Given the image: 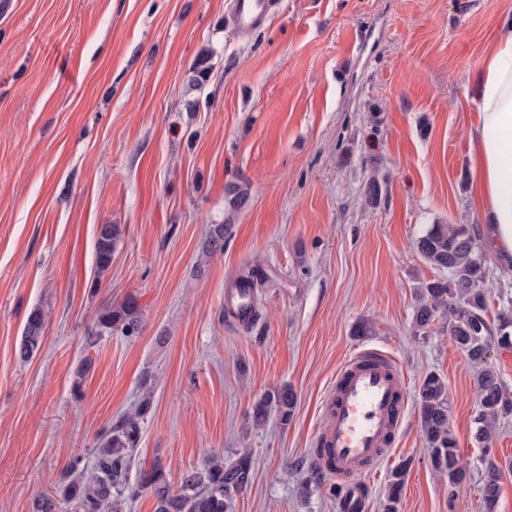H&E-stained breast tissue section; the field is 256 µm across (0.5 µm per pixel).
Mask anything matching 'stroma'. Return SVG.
I'll return each mask as SVG.
<instances>
[{
    "label": "stroma",
    "instance_id": "35a3bbf8",
    "mask_svg": "<svg viewBox=\"0 0 512 512\" xmlns=\"http://www.w3.org/2000/svg\"><path fill=\"white\" fill-rule=\"evenodd\" d=\"M230 9L0 0V512H29L73 457L92 469L99 435L146 392L130 484L159 459L176 491L185 470L246 453L254 477L232 512H339L313 440L338 368L365 349L407 377L403 426L366 479L369 512H384L401 465L396 512H479L487 450L503 468L498 510L512 512V419L479 447L469 361L441 325L412 329L417 286L438 275L416 248L424 229L467 224L487 244L469 128L512 0H276L246 37ZM238 193L248 201L234 210ZM103 224L121 233L99 276ZM214 224L227 231L213 255ZM250 271L262 283L240 328L224 288ZM485 285L487 320L512 319V274L491 254ZM128 300L139 333L99 332V315ZM36 309L42 345L24 361ZM361 322L369 335H355ZM429 372L448 385L460 487L430 464L418 402ZM284 384L298 394L291 420L273 411L253 426L254 404ZM43 330L44 316L41 311L35 310L27 318L19 346V357L22 360H28L40 349Z\"/></svg>",
    "mask_w": 512,
    "mask_h": 512
}]
</instances>
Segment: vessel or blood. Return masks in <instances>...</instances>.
<instances>
[{"instance_id": "b4317fda", "label": "vessel or blood", "mask_w": 512, "mask_h": 512, "mask_svg": "<svg viewBox=\"0 0 512 512\" xmlns=\"http://www.w3.org/2000/svg\"><path fill=\"white\" fill-rule=\"evenodd\" d=\"M273 0H234L235 28L250 34L269 14ZM250 281L224 291V311L237 325L255 316ZM406 380L402 369L380 351L368 349L337 371L323 405L322 423L314 439V464L334 479L342 512H366V478L389 454L406 412Z\"/></svg>"}]
</instances>
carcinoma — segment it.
<instances>
[{"instance_id": "1", "label": "carcinoma", "mask_w": 512, "mask_h": 512, "mask_svg": "<svg viewBox=\"0 0 512 512\" xmlns=\"http://www.w3.org/2000/svg\"><path fill=\"white\" fill-rule=\"evenodd\" d=\"M118 235L117 225H101L96 242L97 272L110 266ZM207 249L212 254L224 252V225L213 226ZM417 249L430 265L445 275L420 284L413 315L414 333L427 336L435 320H443L448 335L474 367L478 398L474 438L483 445L488 466V477L480 487L481 512H497L499 485L497 468L490 458L488 429L499 420L512 417V392L489 363L488 352L494 340L502 347L512 346V321L504 317L493 326L486 319L484 254L469 225L431 224L418 238ZM98 324L108 332L119 330L125 336H133L139 333L140 317L134 308L124 306L101 315ZM43 330L44 316L35 310L25 324L19 346L21 359L31 358L40 349ZM418 395L421 427L431 466L439 475L448 477V484L460 485L467 480L468 473L460 461L457 441L450 429L447 384L440 375L429 373L422 379ZM150 406L151 397L146 395L134 411L120 416L99 437L92 472L85 474L80 468L81 459H73L69 468L75 478L58 492L38 496L31 512H63L65 505L72 512H115L114 507L124 494L133 496L142 487L152 490L154 512H230L234 497L245 490L253 478L252 460L247 454L231 464L213 458L201 470L186 471L178 494L170 489L158 461L142 474L137 487L129 485L126 475L139 439L140 420ZM296 406L294 389L289 385L277 387L255 403L253 424L262 425L274 409L281 423L286 425ZM404 472L405 467L401 466L392 473L386 512H395Z\"/></svg>"}]
</instances>
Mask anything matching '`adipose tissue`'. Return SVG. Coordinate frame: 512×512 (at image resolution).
I'll use <instances>...</instances> for the list:
<instances>
[{"mask_svg": "<svg viewBox=\"0 0 512 512\" xmlns=\"http://www.w3.org/2000/svg\"><path fill=\"white\" fill-rule=\"evenodd\" d=\"M479 83L470 128L478 214L496 257L512 265V28L499 31Z\"/></svg>", "mask_w": 512, "mask_h": 512, "instance_id": "ef3b65f1", "label": "adipose tissue"}]
</instances>
